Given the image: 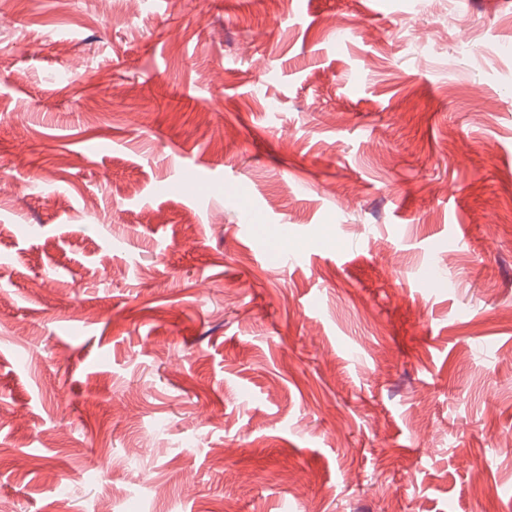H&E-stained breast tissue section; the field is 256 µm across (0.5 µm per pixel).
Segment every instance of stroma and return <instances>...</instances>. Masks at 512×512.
Returning <instances> with one entry per match:
<instances>
[{"instance_id": "obj_1", "label": "stroma", "mask_w": 512, "mask_h": 512, "mask_svg": "<svg viewBox=\"0 0 512 512\" xmlns=\"http://www.w3.org/2000/svg\"><path fill=\"white\" fill-rule=\"evenodd\" d=\"M1 177L0 512H512V0H10Z\"/></svg>"}]
</instances>
